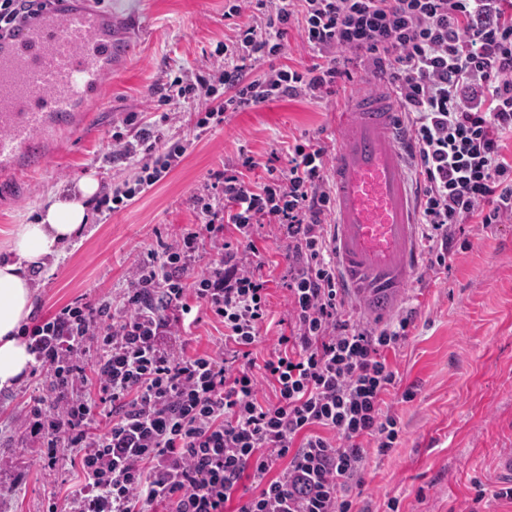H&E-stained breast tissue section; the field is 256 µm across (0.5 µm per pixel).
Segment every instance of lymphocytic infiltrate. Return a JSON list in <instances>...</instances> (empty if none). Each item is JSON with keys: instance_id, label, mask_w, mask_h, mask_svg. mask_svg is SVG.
I'll return each instance as SVG.
<instances>
[{"instance_id": "obj_1", "label": "lymphocytic infiltrate", "mask_w": 512, "mask_h": 512, "mask_svg": "<svg viewBox=\"0 0 512 512\" xmlns=\"http://www.w3.org/2000/svg\"><path fill=\"white\" fill-rule=\"evenodd\" d=\"M252 3L265 18L216 47L212 78L170 83L179 99L211 100L199 129L274 99L324 98L352 80L355 59L397 100L427 271L450 270L469 246L465 225L512 220V159L501 151L512 140V0H243L229 12ZM293 25L316 63L247 79L249 61L285 55ZM112 148L138 177L101 197L102 208L146 192L188 145L146 124L132 142L113 133ZM255 166L250 156L225 166L223 204L195 196L197 225L131 268L121 313L79 299L29 327L34 369L50 374L55 399L48 411L34 399L29 432L45 469L82 478L48 512H155L160 502L171 512H353L369 449L396 447L387 353L407 340L413 311L380 328L352 319L330 247L324 142L298 139L286 157L271 154L258 185L241 174ZM267 224L286 242L288 309L259 362L253 350L273 322L253 259ZM197 306L223 324V350L187 354Z\"/></svg>"}]
</instances>
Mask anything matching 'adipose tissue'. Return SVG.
Returning <instances> with one entry per match:
<instances>
[{
	"instance_id": "1",
	"label": "adipose tissue",
	"mask_w": 512,
	"mask_h": 512,
	"mask_svg": "<svg viewBox=\"0 0 512 512\" xmlns=\"http://www.w3.org/2000/svg\"><path fill=\"white\" fill-rule=\"evenodd\" d=\"M98 190L94 177H82L72 194L49 196L37 223L16 225L12 232L0 257V390L20 384L33 362L24 334L33 309L32 274L60 258L65 245L81 235L88 222L86 202Z\"/></svg>"
}]
</instances>
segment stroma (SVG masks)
Returning <instances> with one entry per match:
<instances>
[{"mask_svg": "<svg viewBox=\"0 0 512 512\" xmlns=\"http://www.w3.org/2000/svg\"><path fill=\"white\" fill-rule=\"evenodd\" d=\"M100 3L126 20L132 60L105 84L107 111L47 142L49 158L40 172L0 179V250L15 225L35 223L51 192L85 175L98 179L105 192L135 178V168L112 154L113 133L128 141L136 135V126L124 122L129 113L147 121L176 113L160 131L190 147L177 168L131 205L92 211L64 255L35 274L36 317L80 298H118L131 267L196 223L194 195L221 196L213 172L248 156L286 154L289 143L305 135L335 149L337 110L351 94L378 85L357 69L324 99L269 101L229 114L202 134L196 122L207 100L168 101L163 87L177 76L209 74L217 44L236 36L234 20L224 16L230 0ZM465 236L470 247L456 253L446 277L426 273L407 290L401 308L415 316L392 359L398 385L388 398L401 439L387 455L369 451L354 512H386L391 498L398 499L400 512H512V498L500 494L512 478L497 464L500 453L512 448V222L487 230L469 224ZM50 383L42 375L0 390V512H47L49 502L64 503L77 487L75 470L53 476L44 471L43 451L25 426L29 401L47 395Z\"/></svg>", "mask_w": 512, "mask_h": 512, "instance_id": "35a3bbf8", "label": "stroma"}]
</instances>
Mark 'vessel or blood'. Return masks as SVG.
Here are the masks:
<instances>
[{
  "instance_id": "1",
  "label": "vessel or blood",
  "mask_w": 512,
  "mask_h": 512,
  "mask_svg": "<svg viewBox=\"0 0 512 512\" xmlns=\"http://www.w3.org/2000/svg\"><path fill=\"white\" fill-rule=\"evenodd\" d=\"M121 19L93 0H51L0 36V176L42 170L41 145L76 113L94 119L102 86L132 54ZM396 105L384 92L352 95L337 112L330 168L336 221L331 247L342 284L373 319L394 312L419 268L415 196Z\"/></svg>"
}]
</instances>
